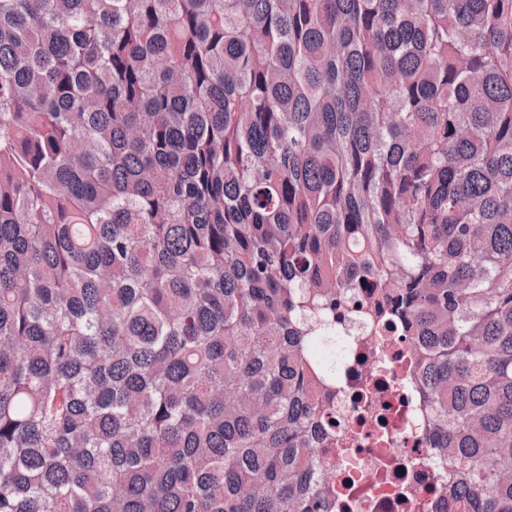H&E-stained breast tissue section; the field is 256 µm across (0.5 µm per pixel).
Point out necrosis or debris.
Returning a JSON list of instances; mask_svg holds the SVG:
<instances>
[{"label":"necrosis or debris","instance_id":"necrosis-or-debris-1","mask_svg":"<svg viewBox=\"0 0 512 512\" xmlns=\"http://www.w3.org/2000/svg\"><path fill=\"white\" fill-rule=\"evenodd\" d=\"M336 335V445L322 451L336 512H457L448 461L426 445L409 337L354 313Z\"/></svg>","mask_w":512,"mask_h":512}]
</instances>
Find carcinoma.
<instances>
[{"label":"carcinoma","mask_w":512,"mask_h":512,"mask_svg":"<svg viewBox=\"0 0 512 512\" xmlns=\"http://www.w3.org/2000/svg\"><path fill=\"white\" fill-rule=\"evenodd\" d=\"M351 288L512 512V0H0V512H330Z\"/></svg>","instance_id":"cac0c4a2"}]
</instances>
